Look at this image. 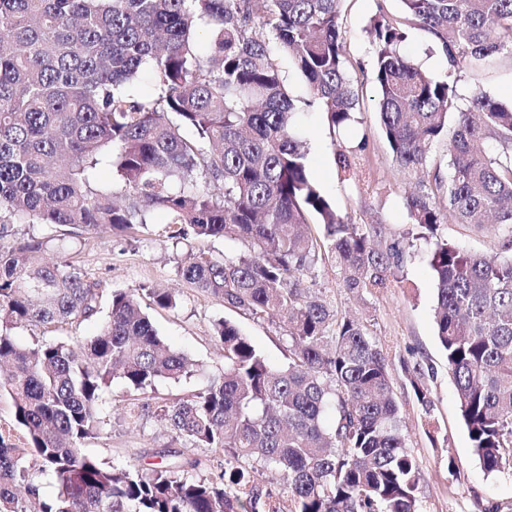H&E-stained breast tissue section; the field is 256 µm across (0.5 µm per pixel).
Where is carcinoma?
<instances>
[{
	"mask_svg": "<svg viewBox=\"0 0 512 512\" xmlns=\"http://www.w3.org/2000/svg\"><path fill=\"white\" fill-rule=\"evenodd\" d=\"M367 29L381 126L395 163L425 170L406 197L423 238L452 221L512 230V105L485 93L458 108L454 83L404 55L408 26L425 31L448 66L512 53V0H400ZM340 0H0V224L19 221L124 233L153 213L171 238H238L237 259L190 252L178 275L198 292L288 338L275 367L240 328L214 324L224 371L173 405L129 404L193 448L224 452L218 481L189 474L195 458L107 466L84 452L104 425L114 380L141 395L178 382L193 361L171 347L137 294L112 291L91 336L19 344L17 326H78L99 312V284L48 256L34 234L0 249V394L23 440L0 433V512H422L419 470L390 386L391 360L364 325L302 286L331 255L344 288L362 295L397 279L402 252L374 245L377 228L347 224L311 180L297 112L271 46L291 57L332 130L354 122L339 26ZM210 25L201 56L195 33ZM148 71L155 93L134 87ZM453 129H448V122ZM446 141L449 167L426 168ZM356 149L337 155L343 179ZM108 160L121 190L94 185ZM317 219L311 227L308 218ZM435 322L461 417L484 471L512 469V258H487L437 238L430 260ZM146 295L173 309L175 295ZM274 470L284 502L257 476ZM52 476L45 497L32 477Z\"/></svg>",
	"mask_w": 512,
	"mask_h": 512,
	"instance_id": "carcinoma-1",
	"label": "carcinoma"
}]
</instances>
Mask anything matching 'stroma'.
Wrapping results in <instances>:
<instances>
[{
    "instance_id": "stroma-1",
    "label": "stroma",
    "mask_w": 512,
    "mask_h": 512,
    "mask_svg": "<svg viewBox=\"0 0 512 512\" xmlns=\"http://www.w3.org/2000/svg\"><path fill=\"white\" fill-rule=\"evenodd\" d=\"M381 12L399 15L398 0H342L340 5L339 25L349 76L361 97L357 121L350 133L330 131L323 115L305 106L308 89L293 62L284 56L278 62L289 94L301 113L299 130L306 142L312 180L335 204L345 222L363 228L375 226L377 242L385 245L400 240L403 268L398 281L389 288L358 296L343 287L334 259L322 258L304 276L303 284L323 296L333 310L361 317L370 337L393 354L391 386L401 408L406 446L419 468L417 496L422 512H478L482 501H512V471L487 474L473 453L455 386L448 375L446 355L436 336L430 245L422 238L402 237L409 224L404 197L419 189L421 175L396 166L380 124L377 91L371 80L375 50L366 29L371 18ZM401 52L429 76L454 80L460 107H467L477 92L512 103L510 54L497 55L483 68L465 62L452 68L427 33L416 27L410 29ZM362 138L367 147L358 153L357 165L348 180H341L334 156L340 147ZM27 233L43 237L59 261L99 282L101 307H108L109 295L115 289L136 293L144 287L166 288L176 293V309L152 306L148 312L159 334L188 354L197 370L187 380L157 383L151 392L156 402L170 404L187 397L209 376L223 371L224 357L213 336V326L222 318L237 324L273 365L286 360L287 342L276 325L253 319L198 293L176 272L188 251L204 250L234 259L248 252L247 242L220 238L177 245L168 236L166 216L157 212L148 227L121 234L96 230L68 235L59 227L15 223L8 225L0 244L10 245ZM438 234L470 252L491 258L505 254L506 232L502 229L476 232L450 222L440 225ZM417 365L424 370L422 381L433 401L427 414L417 404L408 374L409 368ZM126 398L123 385L113 382L105 394V423L95 438L85 442L86 453L109 465L141 466L155 462L158 452L185 449L183 441L156 417L130 421ZM188 452L200 461L196 476L216 479L223 474V454L206 448Z\"/></svg>"
}]
</instances>
